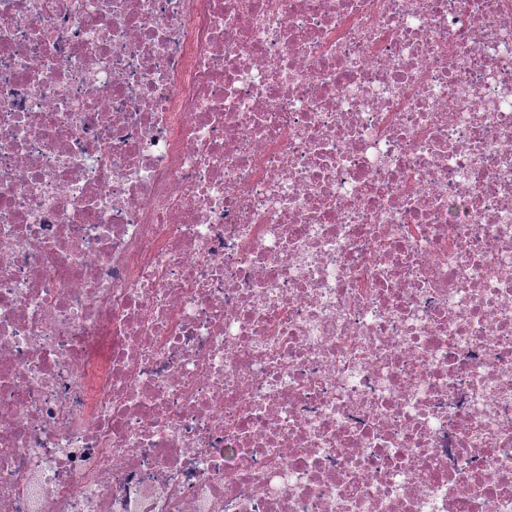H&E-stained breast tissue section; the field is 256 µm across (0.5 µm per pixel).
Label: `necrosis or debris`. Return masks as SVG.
<instances>
[{
  "label": "necrosis or debris",
  "mask_w": 512,
  "mask_h": 512,
  "mask_svg": "<svg viewBox=\"0 0 512 512\" xmlns=\"http://www.w3.org/2000/svg\"><path fill=\"white\" fill-rule=\"evenodd\" d=\"M0 512H512V0H0Z\"/></svg>",
  "instance_id": "necrosis-or-debris-1"
}]
</instances>
